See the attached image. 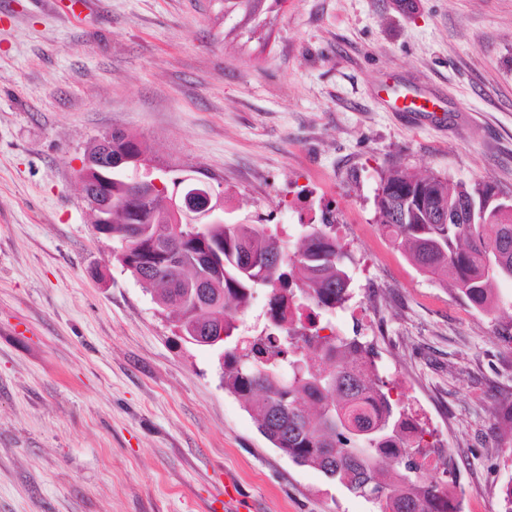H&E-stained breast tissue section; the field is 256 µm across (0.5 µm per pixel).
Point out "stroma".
I'll return each instance as SVG.
<instances>
[{
	"instance_id": "stroma-1",
	"label": "stroma",
	"mask_w": 512,
	"mask_h": 512,
	"mask_svg": "<svg viewBox=\"0 0 512 512\" xmlns=\"http://www.w3.org/2000/svg\"><path fill=\"white\" fill-rule=\"evenodd\" d=\"M0 0V512H379L272 448L113 259L77 174L118 129L223 185L231 221L292 239L333 221L349 309L433 431L463 512L512 485V320H492L382 236L374 200L401 165L512 197V0H284L248 19L218 0ZM434 100L418 121L386 88Z\"/></svg>"
}]
</instances>
